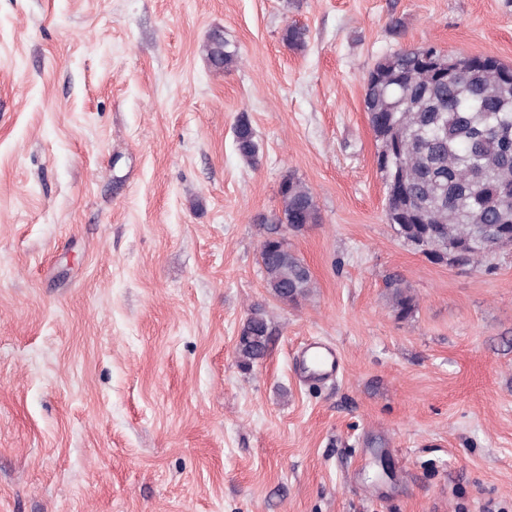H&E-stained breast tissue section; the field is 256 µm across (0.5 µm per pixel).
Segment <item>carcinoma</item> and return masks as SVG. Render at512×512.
<instances>
[{"instance_id":"1","label":"carcinoma","mask_w":512,"mask_h":512,"mask_svg":"<svg viewBox=\"0 0 512 512\" xmlns=\"http://www.w3.org/2000/svg\"><path fill=\"white\" fill-rule=\"evenodd\" d=\"M307 30L285 26L282 41L305 46ZM424 46L400 48L381 58L369 73L364 104L377 151L388 139L399 144L382 173L386 218L403 240L417 239L430 260L453 254L465 241L467 267L486 263L512 228V64L482 55L462 70L448 68L438 77L422 63ZM208 67L232 71L239 50L215 29L201 47ZM241 159L257 163L259 145L248 120L234 129ZM288 192L280 196L279 213L262 218L273 237L259 247L264 287L278 302L295 306L308 299L315 281L305 261L283 238L305 224L320 221L311 190L288 176ZM384 288L395 314L412 316L416 300L398 273L390 274ZM270 320L255 306L243 323L236 343L239 366L251 369L268 351Z\"/></svg>"}]
</instances>
